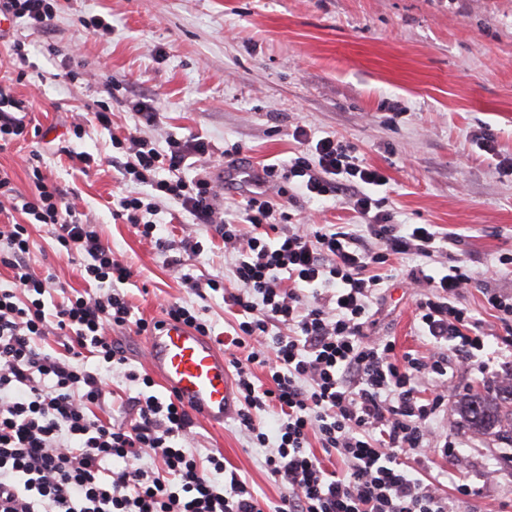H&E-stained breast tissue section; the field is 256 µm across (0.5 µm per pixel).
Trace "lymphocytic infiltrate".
<instances>
[{
    "label": "lymphocytic infiltrate",
    "instance_id": "obj_1",
    "mask_svg": "<svg viewBox=\"0 0 512 512\" xmlns=\"http://www.w3.org/2000/svg\"><path fill=\"white\" fill-rule=\"evenodd\" d=\"M58 3L0 0V14L46 28ZM32 110V101L0 84V141L26 135ZM293 137L298 154L282 165H264L261 182L292 180L312 198L348 186L347 204L362 230L290 224L281 203L260 193L248 197L238 223L226 222L207 176L189 182L161 176L180 170L189 155L208 153L197 138L169 141L163 153L146 138L129 136L124 164L135 181L150 183L156 199L180 204L194 223L238 249L234 286L216 278L193 286L199 293L223 289L236 317L229 363L243 400L239 428L267 448L265 467L287 485V495L265 505L238 478L223 486L213 482L206 471L223 473V458L209 456L204 469L179 448L193 416L178 400L150 394L149 375L127 374L139 385L128 400L129 425L96 414L109 389L86 368V358L110 369L123 366L107 328L142 333L149 324L134 317L120 290L131 277L129 267L37 171L34 192L21 199L26 223L0 230V264L13 279L12 288L0 289V512H453V498L474 497L470 484L458 482L449 493L436 477L408 464L457 452L433 428L448 405L451 362L486 370L475 358L484 348L479 323L460 302L476 282L473 272L462 264L428 274V260L447 255L451 237L432 224L392 223L372 193L388 177L363 165L351 145L331 135L313 138L303 126ZM31 223L51 227L60 255L85 257L86 282L107 285V292L46 300L49 279L24 260ZM397 256L418 260L407 278L420 290L415 317L419 335L435 348L432 355L400 354L392 340L365 337L384 282L380 270ZM51 335L61 337L60 349L44 347ZM258 367L266 369V383H258ZM270 408L279 416L272 438L257 419ZM314 439L341 459L342 468L323 467L309 450ZM132 460L139 468H111Z\"/></svg>",
    "mask_w": 512,
    "mask_h": 512
}]
</instances>
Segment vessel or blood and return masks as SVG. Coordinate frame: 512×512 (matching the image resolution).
<instances>
[{"mask_svg": "<svg viewBox=\"0 0 512 512\" xmlns=\"http://www.w3.org/2000/svg\"><path fill=\"white\" fill-rule=\"evenodd\" d=\"M147 354L150 370L192 414L216 428L235 416L238 393L223 352L209 338L166 319L150 331Z\"/></svg>", "mask_w": 512, "mask_h": 512, "instance_id": "1", "label": "vessel or blood"}]
</instances>
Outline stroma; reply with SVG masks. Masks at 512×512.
Instances as JSON below:
<instances>
[{"mask_svg":"<svg viewBox=\"0 0 512 512\" xmlns=\"http://www.w3.org/2000/svg\"><path fill=\"white\" fill-rule=\"evenodd\" d=\"M51 28L34 30L11 23L0 33V82L17 97L34 100L38 132L0 150L17 191L34 189L33 167L63 192L82 218L97 224L102 239L133 276L125 289L136 316L157 319L169 300L206 308L216 335L233 322L224 294L199 297L190 282L218 276L232 282L237 254L211 238L205 227L174 202L157 208L153 220L164 239L200 241V255L170 265L168 254L144 241L123 220L113 218L112 199L120 194L151 195L149 184L130 181L121 141L129 135L167 150L169 139L197 136L210 145L207 156L179 174L208 173L217 187L216 203L233 219L240 202L258 188L252 175L266 163L291 158L299 149L295 127L353 145L365 164L381 169L388 185L377 195L397 224H434L454 238L452 258L478 277L462 303L486 335L478 356L485 373L455 372L448 414L438 433L455 428L460 448L452 460L425 463L452 490L465 479L479 492L484 512H512V440L474 433L459 406L476 390L493 391L512 375V347L498 343L500 321L484 300L485 290H512V175L498 168L512 156V0H61ZM100 15L112 34L99 38L82 19ZM25 43L26 63L11 54L13 38ZM77 51L73 80L55 73ZM111 92H104V84ZM152 103L153 125L139 122L129 101ZM110 109L112 125L92 117ZM492 133L495 151L471 145L473 135ZM240 145L234 168L224 150ZM94 167L82 172L79 154ZM345 193L316 201L297 195L289 211L309 224H353ZM26 261L36 275L53 276L64 289L84 290L79 262L57 253L50 227L29 228ZM414 259L385 267L383 300L366 332L391 336L398 351L428 355L432 345L418 337L415 301L404 286ZM111 339L127 358L125 369L109 377L113 396L105 415L128 421L124 402L134 393L125 370L145 372L144 336L115 329ZM199 459L224 457L223 474H236L264 501L285 494L264 467L266 449L227 420L223 428L196 420L187 443Z\"/></svg>","mask_w":512,"mask_h":512,"instance_id":"35a3bbf8","label":"stroma"}]
</instances>
